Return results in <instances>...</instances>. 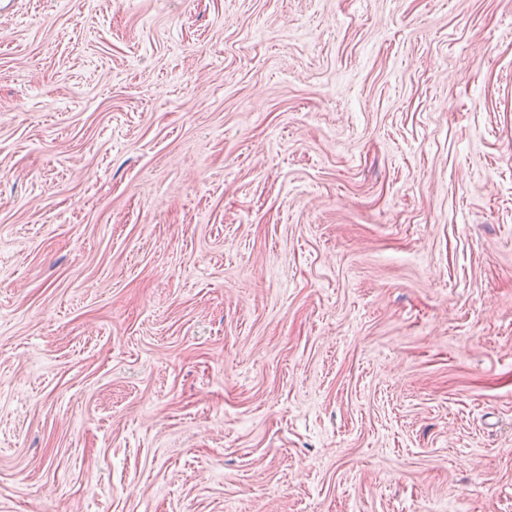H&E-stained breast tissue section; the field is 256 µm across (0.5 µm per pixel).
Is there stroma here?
Returning a JSON list of instances; mask_svg holds the SVG:
<instances>
[{
	"label": "stroma",
	"mask_w": 512,
	"mask_h": 512,
	"mask_svg": "<svg viewBox=\"0 0 512 512\" xmlns=\"http://www.w3.org/2000/svg\"><path fill=\"white\" fill-rule=\"evenodd\" d=\"M0 512H512V0H6Z\"/></svg>",
	"instance_id": "stroma-1"
}]
</instances>
